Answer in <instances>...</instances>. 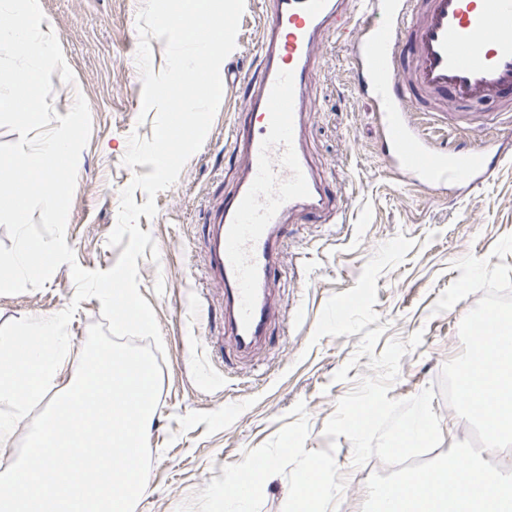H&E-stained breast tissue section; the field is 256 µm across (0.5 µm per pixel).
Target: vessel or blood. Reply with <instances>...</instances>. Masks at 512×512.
Returning <instances> with one entry per match:
<instances>
[{
    "instance_id": "1",
    "label": "vessel or blood",
    "mask_w": 512,
    "mask_h": 512,
    "mask_svg": "<svg viewBox=\"0 0 512 512\" xmlns=\"http://www.w3.org/2000/svg\"><path fill=\"white\" fill-rule=\"evenodd\" d=\"M329 29L356 34L357 67L392 146L384 161L404 178L469 186L489 178L486 160L495 149L484 142L444 150L409 112L457 127L494 121L496 114L472 111L475 103L512 112V0H265L257 76L224 74L225 83L248 87L227 140L248 164L206 240L211 278L224 290L225 330L243 353L262 344L275 314L265 284L278 267L290 215L315 220L336 211V196L316 176L302 140L304 92ZM450 98L459 111L443 109Z\"/></svg>"
}]
</instances>
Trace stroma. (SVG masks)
<instances>
[{
	"label": "stroma",
	"instance_id": "obj_1",
	"mask_svg": "<svg viewBox=\"0 0 512 512\" xmlns=\"http://www.w3.org/2000/svg\"><path fill=\"white\" fill-rule=\"evenodd\" d=\"M144 0H40L73 82L52 74L48 101L67 115L84 97L91 133L77 166L66 242L87 270H109L121 250L108 244L117 223L120 193L147 165L129 168L123 157L131 134L148 139L152 120H139L142 79L136 61L138 12ZM262 32L259 0H245L235 50L225 59L244 76L258 73ZM353 40L329 32L322 38L318 69L305 91L303 136L318 176L336 193V213L312 224L294 217L275 278L266 285L280 302L267 341L242 357L224 332V291L207 274L208 225L217 223L235 189L244 157L227 158L225 137L247 98L244 85L224 86L202 147L178 180L156 196L154 217H140L157 255L137 261L139 293L152 307L164 353L149 450L148 490L135 512H177L178 507L225 466L271 441L290 411L304 402L306 449H333L345 488L332 512H362L366 482L389 475L378 458L353 464L346 437L324 435L340 398L367 375L369 356H357L367 331L383 328L375 350L393 339L422 332L419 347L400 361L388 393L407 399L437 386L444 364L462 352L461 319L477 303L470 294L435 313L440 294L461 272L456 261L472 255L512 266V254L492 250L512 234V124L507 119L448 134L454 149L488 138L497 153L492 175L464 191L431 190L399 179L385 166L375 105L359 88ZM75 294L69 265L45 286L0 295V326L33 313L64 310ZM346 380H336L340 368Z\"/></svg>",
	"mask_w": 512,
	"mask_h": 512
}]
</instances>
